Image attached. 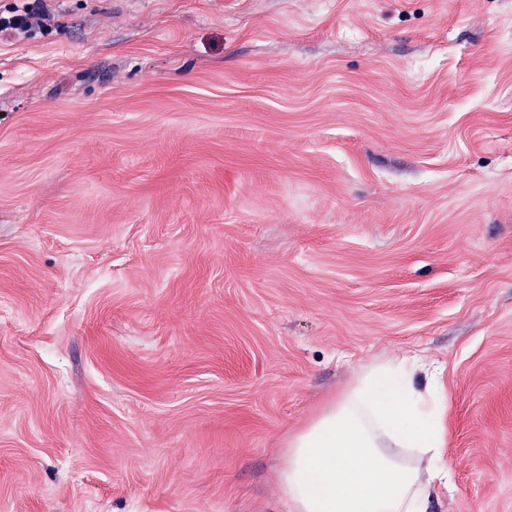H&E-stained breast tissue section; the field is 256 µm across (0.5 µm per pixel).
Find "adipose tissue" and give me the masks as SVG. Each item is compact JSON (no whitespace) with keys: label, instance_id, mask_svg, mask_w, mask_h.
<instances>
[{"label":"adipose tissue","instance_id":"1","mask_svg":"<svg viewBox=\"0 0 512 512\" xmlns=\"http://www.w3.org/2000/svg\"><path fill=\"white\" fill-rule=\"evenodd\" d=\"M405 355L375 363L286 441L273 478L289 512H425L434 483L453 468L432 386ZM427 456L413 467L411 454Z\"/></svg>","mask_w":512,"mask_h":512}]
</instances>
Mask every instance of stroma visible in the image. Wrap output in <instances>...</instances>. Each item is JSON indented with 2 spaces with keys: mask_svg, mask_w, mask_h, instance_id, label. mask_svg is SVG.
<instances>
[{
  "mask_svg": "<svg viewBox=\"0 0 512 512\" xmlns=\"http://www.w3.org/2000/svg\"><path fill=\"white\" fill-rule=\"evenodd\" d=\"M0 32V512H286V440L440 368L427 512H512V0H45ZM32 2L23 7V13L4 18L2 22L0 19L1 32L9 29L28 31L35 25L43 26L44 21L48 19L43 1L34 0Z\"/></svg>",
  "mask_w": 512,
  "mask_h": 512,
  "instance_id": "stroma-1",
  "label": "stroma"
}]
</instances>
